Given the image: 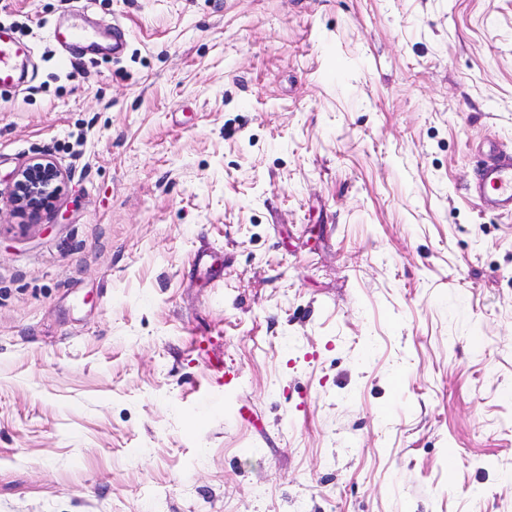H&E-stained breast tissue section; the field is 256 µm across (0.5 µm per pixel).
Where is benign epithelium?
<instances>
[{
	"mask_svg": "<svg viewBox=\"0 0 512 512\" xmlns=\"http://www.w3.org/2000/svg\"><path fill=\"white\" fill-rule=\"evenodd\" d=\"M64 175L47 157H35L14 175L11 196L14 211L34 223L50 208L62 191Z\"/></svg>",
	"mask_w": 512,
	"mask_h": 512,
	"instance_id": "benign-epithelium-1",
	"label": "benign epithelium"
}]
</instances>
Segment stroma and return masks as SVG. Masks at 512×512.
I'll use <instances>...</instances> for the list:
<instances>
[{
  "label": "stroma",
  "instance_id": "obj_1",
  "mask_svg": "<svg viewBox=\"0 0 512 512\" xmlns=\"http://www.w3.org/2000/svg\"><path fill=\"white\" fill-rule=\"evenodd\" d=\"M1 27L0 512H512V217L468 194L512 154V0ZM35 156L67 179L32 224ZM50 37L65 46L73 49H82L90 43V34L77 25L69 28L53 27L49 31ZM28 49L9 30L0 29V87L15 82L18 61L27 55ZM64 175L47 157H35L14 175L11 196L14 211L35 223L50 208L62 191Z\"/></svg>",
  "mask_w": 512,
  "mask_h": 512
}]
</instances>
